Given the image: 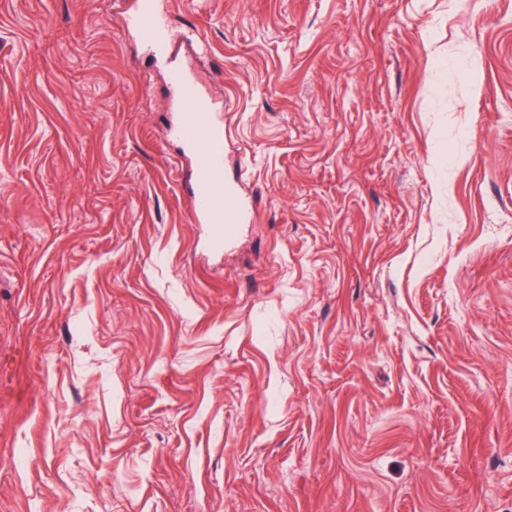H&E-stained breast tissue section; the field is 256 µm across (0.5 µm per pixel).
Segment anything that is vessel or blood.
Here are the masks:
<instances>
[{"label": "vessel or blood", "instance_id": "b4317fda", "mask_svg": "<svg viewBox=\"0 0 512 512\" xmlns=\"http://www.w3.org/2000/svg\"><path fill=\"white\" fill-rule=\"evenodd\" d=\"M124 26L140 39L144 51L166 70L175 117L169 134L188 152L192 164L189 187L194 222L207 225L206 248L223 253L240 225L253 212L224 178L223 106L178 58L166 0H133Z\"/></svg>", "mask_w": 512, "mask_h": 512}]
</instances>
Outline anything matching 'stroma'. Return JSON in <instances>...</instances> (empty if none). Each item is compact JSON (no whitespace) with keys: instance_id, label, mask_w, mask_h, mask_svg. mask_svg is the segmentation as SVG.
Listing matches in <instances>:
<instances>
[{"instance_id":"1","label":"stroma","mask_w":512,"mask_h":512,"mask_svg":"<svg viewBox=\"0 0 512 512\" xmlns=\"http://www.w3.org/2000/svg\"><path fill=\"white\" fill-rule=\"evenodd\" d=\"M125 2L0 0V512H512V0H170L220 255ZM166 0H135L124 26L141 41L144 51L166 70L167 89L176 113L169 134L191 159L189 187L194 222L208 224L206 248L224 252L240 224H250L253 212L224 179L223 106L178 59Z\"/></svg>"}]
</instances>
